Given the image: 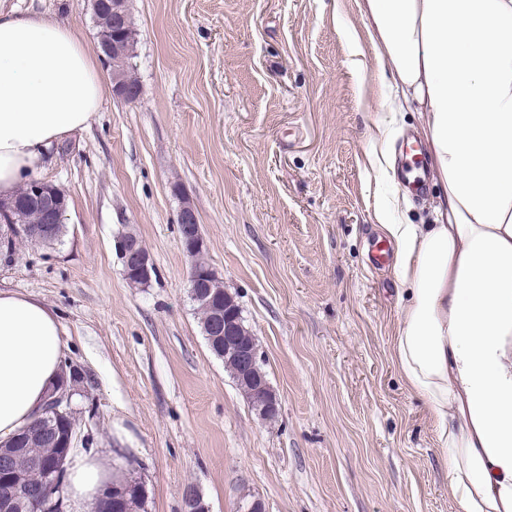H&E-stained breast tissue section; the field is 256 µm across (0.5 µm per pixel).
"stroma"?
Segmentation results:
<instances>
[{"mask_svg":"<svg viewBox=\"0 0 512 512\" xmlns=\"http://www.w3.org/2000/svg\"><path fill=\"white\" fill-rule=\"evenodd\" d=\"M10 2L98 53L89 0ZM131 3L139 103L106 94L49 153L35 176L67 191L64 233L0 261V289L58 314L94 449L121 447L112 425L131 434L122 473L144 482L146 512H183L189 483L209 512L248 496L266 512H459L426 404L390 357L399 284L369 258L381 220L432 223L439 190L406 187L418 114L398 107L358 0ZM186 198L258 340L276 421L208 348L179 244ZM124 228L156 268L142 288L115 250Z\"/></svg>","mask_w":512,"mask_h":512,"instance_id":"35a3bbf8","label":"stroma"}]
</instances>
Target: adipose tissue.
<instances>
[{"label":"adipose tissue","instance_id":"1","mask_svg":"<svg viewBox=\"0 0 512 512\" xmlns=\"http://www.w3.org/2000/svg\"><path fill=\"white\" fill-rule=\"evenodd\" d=\"M399 103L420 105L441 195L431 224H389L405 298L390 342L448 452L461 512H512V0H363ZM108 87L79 34L0 6V197L85 129ZM62 325L41 299L0 289V443L37 417ZM112 457L75 451L68 512H90Z\"/></svg>","mask_w":512,"mask_h":512}]
</instances>
